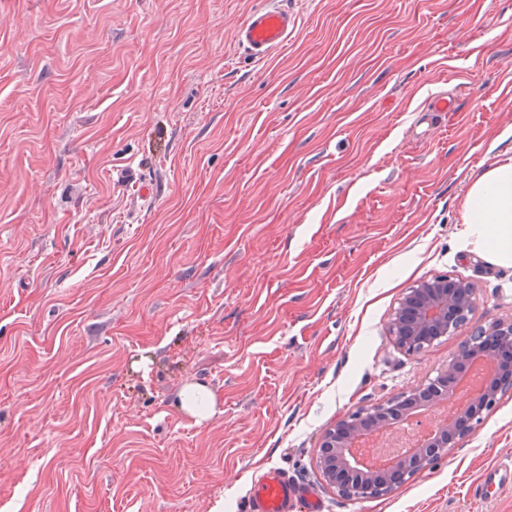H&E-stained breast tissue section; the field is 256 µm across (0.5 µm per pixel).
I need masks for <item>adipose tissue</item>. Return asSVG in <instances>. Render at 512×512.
<instances>
[{"instance_id": "obj_1", "label": "adipose tissue", "mask_w": 512, "mask_h": 512, "mask_svg": "<svg viewBox=\"0 0 512 512\" xmlns=\"http://www.w3.org/2000/svg\"><path fill=\"white\" fill-rule=\"evenodd\" d=\"M462 236L501 266L512 265V157L495 161L470 184Z\"/></svg>"}]
</instances>
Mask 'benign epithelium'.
Instances as JSON below:
<instances>
[{"label":"benign epithelium","instance_id":"7a95c632","mask_svg":"<svg viewBox=\"0 0 512 512\" xmlns=\"http://www.w3.org/2000/svg\"><path fill=\"white\" fill-rule=\"evenodd\" d=\"M472 310L473 286L464 280L438 276L417 283L405 293L392 314L389 332L401 349L420 351L442 336L455 334L469 322ZM498 345L512 348V319L474 326L458 356L434 378L404 396L339 420L320 442L318 467L325 483L348 499L377 498L391 493L397 482L446 455L448 448L468 434L461 424L470 417L478 418L493 406L499 392L512 388V365L502 367L497 363ZM480 357L493 361L494 371L484 376L478 392L454 419L431 432L413 452L396 459L389 471H368L353 462L350 453L359 441L377 435L386 444H392L393 425L410 417L415 410L428 411L448 399L453 381L467 367L475 366V360Z\"/></svg>","mask_w":512,"mask_h":512}]
</instances>
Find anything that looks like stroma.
Here are the masks:
<instances>
[{"label": "stroma", "instance_id": "1", "mask_svg": "<svg viewBox=\"0 0 512 512\" xmlns=\"http://www.w3.org/2000/svg\"><path fill=\"white\" fill-rule=\"evenodd\" d=\"M260 2L0 0V512H242L267 466L324 512H512L473 495L512 462V390L387 496L315 464L469 336L398 348L408 288L447 274L474 323L512 318V266L461 235L512 157V0H285L256 63L234 33ZM217 397L214 391L204 383L189 384L183 391L179 408L201 424L216 413Z\"/></svg>", "mask_w": 512, "mask_h": 512}]
</instances>
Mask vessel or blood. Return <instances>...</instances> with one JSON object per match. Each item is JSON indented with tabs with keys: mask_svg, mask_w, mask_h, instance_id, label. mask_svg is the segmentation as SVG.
Wrapping results in <instances>:
<instances>
[{
	"mask_svg": "<svg viewBox=\"0 0 512 512\" xmlns=\"http://www.w3.org/2000/svg\"><path fill=\"white\" fill-rule=\"evenodd\" d=\"M297 25L295 14L280 5L279 0H269L268 5L251 10L235 30L236 42L253 61H267L283 47ZM512 476L511 465L488 468L474 488L478 497H485L489 488L503 489ZM324 512L319 499L307 487L288 479L279 468L268 467L258 475L245 512Z\"/></svg>",
	"mask_w": 512,
	"mask_h": 512,
	"instance_id": "obj_1",
	"label": "vessel or blood"
}]
</instances>
